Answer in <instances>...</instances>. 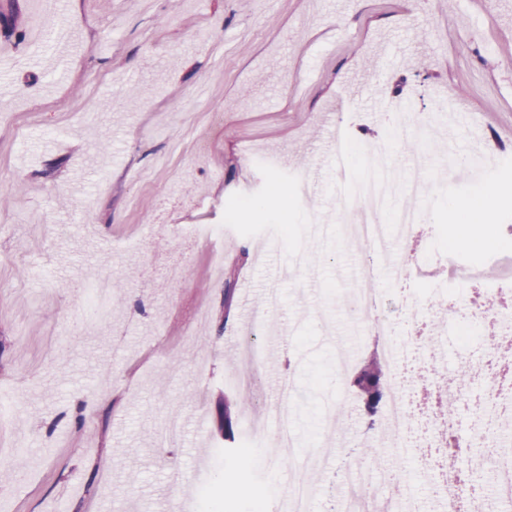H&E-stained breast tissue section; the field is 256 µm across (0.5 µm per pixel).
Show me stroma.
<instances>
[{
	"label": "stroma",
	"instance_id": "35a3bbf8",
	"mask_svg": "<svg viewBox=\"0 0 512 512\" xmlns=\"http://www.w3.org/2000/svg\"><path fill=\"white\" fill-rule=\"evenodd\" d=\"M364 20L351 24L350 12ZM0 47V384L14 407L0 426V512H168L184 487H208L248 506L264 483L269 512L293 484L295 460L328 450L308 471L314 512H336L350 463L370 481L395 471L385 495L430 506L433 472L409 449L382 447L353 385L333 370L337 348L354 369L378 351L344 316L360 255L344 233L316 238L308 221L338 224L342 203L320 147L338 101L363 149L391 145L397 166L414 154L390 144L371 99L397 93L434 121L422 146L434 188L418 199L430 225L459 228L460 260L480 259L465 193L441 172L476 158L489 132L512 140V17L502 0H64L47 25L79 30L81 47L44 42L28 55L34 0H10ZM118 143L101 153L99 143ZM289 154L291 164L271 167ZM319 172L308 204L292 182ZM252 206L231 215L230 202ZM219 224L222 237L187 242L173 224ZM236 270L218 274L216 256ZM110 275L104 307L90 303L95 277ZM279 286L280 308L263 328L241 307H261ZM262 358L244 363L246 343ZM295 366L293 449L269 468L257 448L231 477L245 442L220 432L225 401L276 430L270 394H245L232 377L261 380L266 363ZM344 404L348 439L328 449L322 421ZM83 415L84 431L74 419ZM185 423L165 448L154 435Z\"/></svg>",
	"mask_w": 512,
	"mask_h": 512
}]
</instances>
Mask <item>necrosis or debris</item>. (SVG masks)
Instances as JSON below:
<instances>
[{
  "label": "necrosis or debris",
  "mask_w": 512,
  "mask_h": 512,
  "mask_svg": "<svg viewBox=\"0 0 512 512\" xmlns=\"http://www.w3.org/2000/svg\"><path fill=\"white\" fill-rule=\"evenodd\" d=\"M428 123L425 114L414 112L408 98H394L386 105V129L398 142L416 139ZM336 187L343 191L344 231L366 241L374 252L389 254L413 239L415 229L427 216L414 205L393 210L388 196L394 189L417 197L426 193L430 173L426 157L411 160L396 169L391 151L377 148L374 160L359 175H352L355 152L347 125L337 124L334 132ZM377 267L358 266L356 284L348 309L356 322L377 336L379 353L385 362L387 387L381 437L390 446L409 447L414 464L437 475L446 512H471L474 496L466 495L470 472L492 468L493 492L503 504H512V448L493 442L486 454L471 451L469 440L459 429L457 416L441 413L439 400H450L475 412L483 433L498 434L512 423V349L502 338L512 335V309L488 300H464V288L480 282L477 266L450 261L448 285L435 298L417 291L402 297L404 322L384 315L380 308L382 291L376 288ZM457 326V342L467 345L473 332L489 326L497 335L489 337L481 356L461 362L451 386L440 376L447 365V326ZM467 456V472L450 470L449 464Z\"/></svg>",
  "instance_id": "1"
}]
</instances>
